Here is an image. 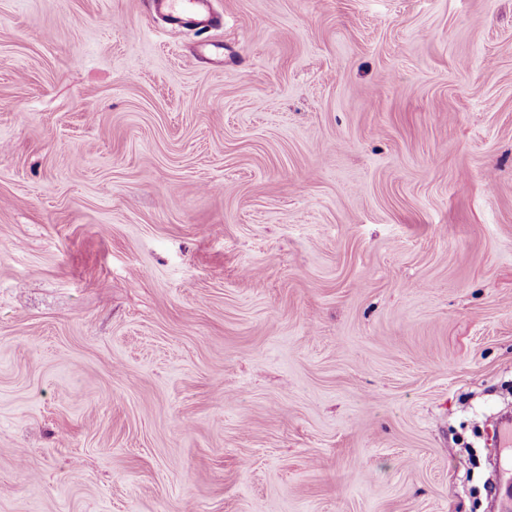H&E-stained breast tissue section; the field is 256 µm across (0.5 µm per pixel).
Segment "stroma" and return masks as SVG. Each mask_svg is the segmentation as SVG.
Masks as SVG:
<instances>
[{
  "label": "stroma",
  "mask_w": 512,
  "mask_h": 512,
  "mask_svg": "<svg viewBox=\"0 0 512 512\" xmlns=\"http://www.w3.org/2000/svg\"><path fill=\"white\" fill-rule=\"evenodd\" d=\"M0 0V512H487L512 0ZM154 8L170 30L205 27L213 22L210 0H155Z\"/></svg>",
  "instance_id": "35a3bbf8"
}]
</instances>
